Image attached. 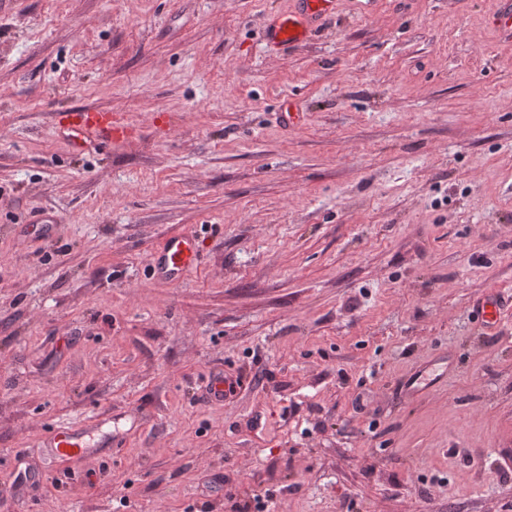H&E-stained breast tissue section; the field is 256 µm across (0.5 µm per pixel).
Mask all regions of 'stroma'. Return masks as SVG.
Here are the masks:
<instances>
[{
	"label": "stroma",
	"mask_w": 512,
	"mask_h": 512,
	"mask_svg": "<svg viewBox=\"0 0 512 512\" xmlns=\"http://www.w3.org/2000/svg\"><path fill=\"white\" fill-rule=\"evenodd\" d=\"M500 3L336 0L280 51L293 0H0V512H512ZM79 108L134 133L72 151ZM153 263L160 277L172 282L179 281L199 264L192 237L178 234L165 240ZM89 446L80 433L72 430H54L42 440L43 448L60 457H79Z\"/></svg>",
	"instance_id": "35a3bbf8"
}]
</instances>
